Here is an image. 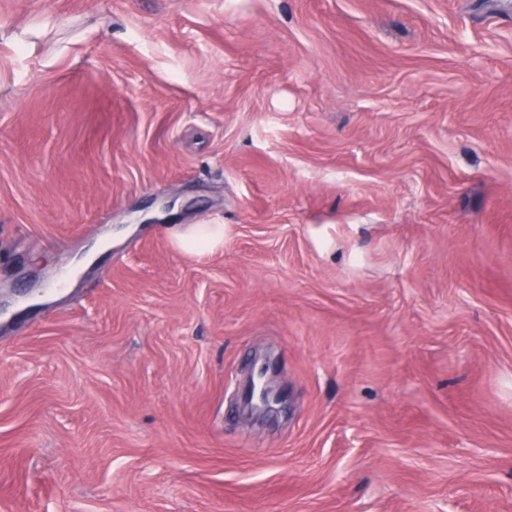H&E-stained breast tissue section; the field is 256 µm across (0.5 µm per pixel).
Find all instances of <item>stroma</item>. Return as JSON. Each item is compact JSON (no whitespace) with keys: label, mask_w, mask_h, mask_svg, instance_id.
Returning a JSON list of instances; mask_svg holds the SVG:
<instances>
[{"label":"stroma","mask_w":512,"mask_h":512,"mask_svg":"<svg viewBox=\"0 0 512 512\" xmlns=\"http://www.w3.org/2000/svg\"><path fill=\"white\" fill-rule=\"evenodd\" d=\"M0 298V512H512V0H0ZM201 228L194 224L179 232L177 240L181 247L196 251H213L224 242V227L220 224H206ZM270 365L262 364L252 370L245 389L244 404L252 412L268 413L281 401V394L275 390L268 378Z\"/></svg>","instance_id":"35a3bbf8"}]
</instances>
